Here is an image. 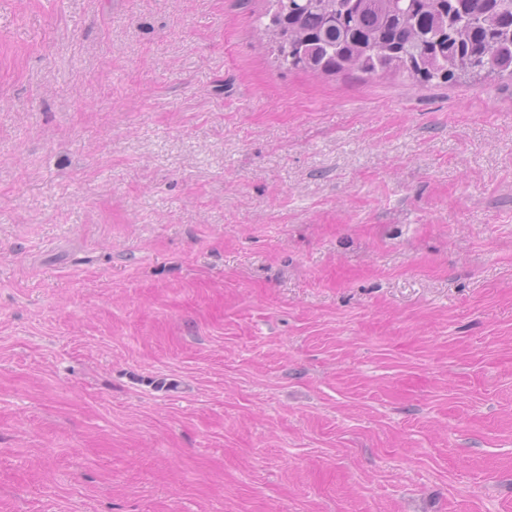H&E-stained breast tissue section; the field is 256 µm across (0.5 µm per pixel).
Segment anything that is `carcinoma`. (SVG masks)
Segmentation results:
<instances>
[{
	"label": "carcinoma",
	"instance_id": "cac0c4a2",
	"mask_svg": "<svg viewBox=\"0 0 512 512\" xmlns=\"http://www.w3.org/2000/svg\"><path fill=\"white\" fill-rule=\"evenodd\" d=\"M267 16L261 36L302 48L278 56L292 68L445 83L512 78V0H291L287 16Z\"/></svg>",
	"mask_w": 512,
	"mask_h": 512
}]
</instances>
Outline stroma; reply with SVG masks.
Instances as JSON below:
<instances>
[{
  "mask_svg": "<svg viewBox=\"0 0 512 512\" xmlns=\"http://www.w3.org/2000/svg\"><path fill=\"white\" fill-rule=\"evenodd\" d=\"M269 7L0 0V512H512V79Z\"/></svg>",
  "mask_w": 512,
  "mask_h": 512,
  "instance_id": "1",
  "label": "stroma"
}]
</instances>
